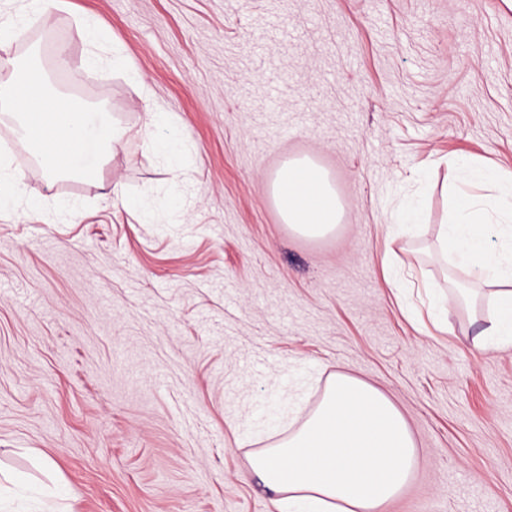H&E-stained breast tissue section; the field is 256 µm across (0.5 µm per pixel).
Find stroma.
Returning <instances> with one entry per match:
<instances>
[{"instance_id": "1", "label": "stroma", "mask_w": 512, "mask_h": 512, "mask_svg": "<svg viewBox=\"0 0 512 512\" xmlns=\"http://www.w3.org/2000/svg\"><path fill=\"white\" fill-rule=\"evenodd\" d=\"M21 10L0 0V59L63 48L71 71L44 59L51 84L134 130L159 104L193 180L132 137L96 178L44 186L0 114L26 195L76 210L67 223L0 212V512H278L250 459L336 372L381 390L415 440L413 476L380 512H462L470 484L512 512V348L476 352L484 322L454 307L447 330L425 332L398 292L411 269L442 276L443 159L512 174V9L68 0L20 26ZM302 158L343 205L319 239L269 197ZM410 201L426 219L390 241Z\"/></svg>"}]
</instances>
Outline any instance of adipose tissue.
Instances as JSON below:
<instances>
[{"label":"adipose tissue","mask_w":512,"mask_h":512,"mask_svg":"<svg viewBox=\"0 0 512 512\" xmlns=\"http://www.w3.org/2000/svg\"><path fill=\"white\" fill-rule=\"evenodd\" d=\"M48 75L33 64L5 90L21 138L35 153L46 181L62 171L92 174L91 158L113 150L126 128L105 122L92 128L86 115L69 108L41 121ZM145 149L174 159L180 148L167 113H146L137 131ZM55 142L64 162L48 159ZM464 175L449 186L452 218L441 225L437 246L480 285L491 287L494 311L472 339L484 352L512 345V176L467 162ZM284 220L295 232L320 238L335 231L342 206L324 171L312 161L286 162L271 180ZM416 449L403 414L378 388L346 373L329 381L324 397L301 428L276 446L255 453L250 466L261 485L277 494L279 512H377L409 482Z\"/></svg>","instance_id":"ef3b65f1"}]
</instances>
